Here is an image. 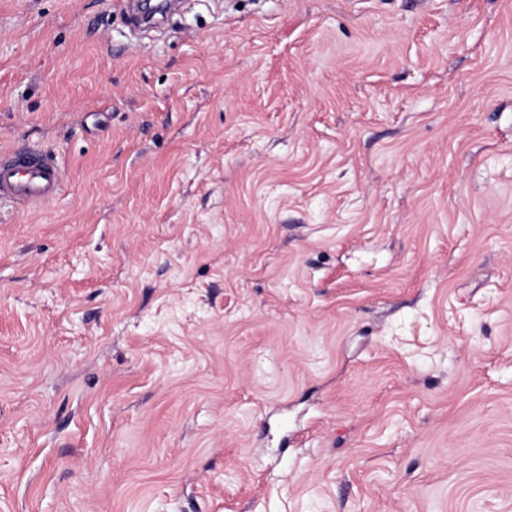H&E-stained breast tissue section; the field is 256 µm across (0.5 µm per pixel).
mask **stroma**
Wrapping results in <instances>:
<instances>
[{
  "instance_id": "35a3bbf8",
  "label": "stroma",
  "mask_w": 512,
  "mask_h": 512,
  "mask_svg": "<svg viewBox=\"0 0 512 512\" xmlns=\"http://www.w3.org/2000/svg\"><path fill=\"white\" fill-rule=\"evenodd\" d=\"M0 512H512V0H0ZM62 180L60 162L50 151L21 144L0 153V197L38 204L53 198Z\"/></svg>"
}]
</instances>
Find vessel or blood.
<instances>
[{
    "label": "vessel or blood",
    "instance_id": "vessel-or-blood-1",
    "mask_svg": "<svg viewBox=\"0 0 512 512\" xmlns=\"http://www.w3.org/2000/svg\"><path fill=\"white\" fill-rule=\"evenodd\" d=\"M62 180L60 162L50 151L22 144L0 153V197L38 204L53 198Z\"/></svg>",
    "mask_w": 512,
    "mask_h": 512
}]
</instances>
